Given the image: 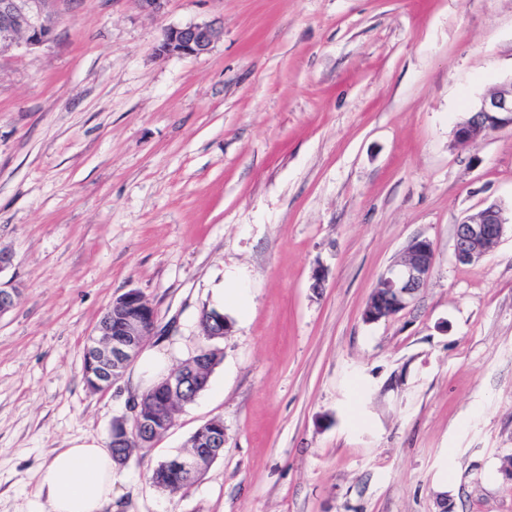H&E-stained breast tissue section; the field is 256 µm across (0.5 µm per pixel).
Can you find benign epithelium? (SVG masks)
I'll return each instance as SVG.
<instances>
[{"label":"benign epithelium","instance_id":"obj_1","mask_svg":"<svg viewBox=\"0 0 512 512\" xmlns=\"http://www.w3.org/2000/svg\"><path fill=\"white\" fill-rule=\"evenodd\" d=\"M51 0H0V53L14 49L37 48L52 39L57 17L48 8ZM222 35L221 27L212 22L170 26L162 30L156 52L162 56L200 57L208 54ZM512 128V80L483 97L470 116L453 132L454 141L466 144L493 133ZM506 219L502 209L490 204L456 225L454 256L463 264H473L492 254L504 235ZM436 264L433 243L424 237L412 238L400 261L386 268L370 295L363 311L367 323L389 319L409 307L424 288ZM19 289L0 285V317L13 309ZM110 308L122 313V322L113 329L96 324L88 337L86 353L98 367L92 379L97 390L112 387L115 373L124 370L143 348L144 339L154 333L155 312L136 290L115 299ZM189 377L177 371L169 373L164 382L165 393L173 401L187 393ZM129 419L141 425L142 435L158 434V413L143 409L142 401L130 400ZM203 446L170 461L172 468L184 475L209 466L224 447V428L208 424Z\"/></svg>","mask_w":512,"mask_h":512}]
</instances>
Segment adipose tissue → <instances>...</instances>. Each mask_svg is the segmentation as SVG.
Instances as JSON below:
<instances>
[{"instance_id":"1","label":"adipose tissue","mask_w":512,"mask_h":512,"mask_svg":"<svg viewBox=\"0 0 512 512\" xmlns=\"http://www.w3.org/2000/svg\"><path fill=\"white\" fill-rule=\"evenodd\" d=\"M116 465L108 449L85 440L58 450L39 474L51 512H103L112 500Z\"/></svg>"}]
</instances>
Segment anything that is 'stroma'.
<instances>
[{
    "instance_id": "35a3bbf8",
    "label": "stroma",
    "mask_w": 512,
    "mask_h": 512,
    "mask_svg": "<svg viewBox=\"0 0 512 512\" xmlns=\"http://www.w3.org/2000/svg\"><path fill=\"white\" fill-rule=\"evenodd\" d=\"M0 55V512H50L58 448L108 446L137 365L104 392L83 348L112 301L154 309L156 380L224 314L205 391L116 476L104 512H512V230L478 263L455 226L512 210V129L453 131L512 79V0H55ZM223 29L164 57L163 28ZM416 236L434 273L362 313ZM323 274L322 288L314 277ZM238 281L244 306L225 304ZM213 418L224 450L178 497L148 473Z\"/></svg>"
}]
</instances>
